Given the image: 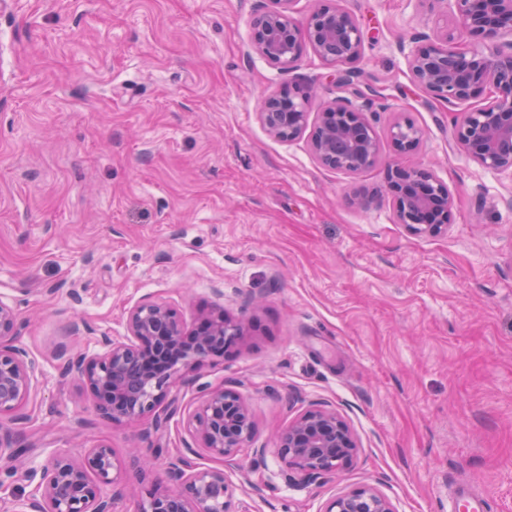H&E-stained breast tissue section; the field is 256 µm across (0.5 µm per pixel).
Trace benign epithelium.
Segmentation results:
<instances>
[{"label": "benign epithelium", "mask_w": 512, "mask_h": 512, "mask_svg": "<svg viewBox=\"0 0 512 512\" xmlns=\"http://www.w3.org/2000/svg\"><path fill=\"white\" fill-rule=\"evenodd\" d=\"M275 7L252 22L255 51L271 64L291 70L304 45L328 65L350 64L360 58L363 37L356 17L338 5L317 8L305 19L292 15L294 0H273ZM459 24L427 38L409 58L411 79L424 93L459 105L476 96L483 104L458 113L457 142L481 165L512 173V42L486 52L470 48L473 37L512 35V0H448ZM309 98L300 92L268 96L259 121L273 137L294 140L308 126ZM423 131L412 121L393 124L390 138L399 154L414 151ZM310 149L325 167L360 174L379 161V142L364 109L340 97L322 112L310 134ZM388 189L395 203L397 223L412 234H444L453 220L454 200L447 184L418 167L388 169ZM16 309L0 302V415L23 422L19 413L40 372L39 363L18 344ZM245 325L220 312L204 316L193 327L182 322L169 305L144 300L130 309L127 336L101 339L102 352L88 357L60 353L63 372H75L97 401L100 414L111 421L137 423L156 414L161 422L163 403L180 380L244 335ZM191 432L204 451L227 466L237 465L254 425L248 404L237 391L217 387L197 397L189 416ZM279 457L304 478L315 480L348 464L356 451L354 435L329 408L309 410L292 421L277 439ZM187 453L173 457L167 476L170 491H152L141 499L138 512H225L231 484L222 469L196 466ZM37 494L15 499L9 512H114L118 491L106 496L105 484L117 485L120 468L107 444L90 448L78 458L56 454L40 471ZM325 512H396L391 501L370 486L351 489L327 505Z\"/></svg>", "instance_id": "1"}]
</instances>
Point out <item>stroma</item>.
Listing matches in <instances>:
<instances>
[{"mask_svg": "<svg viewBox=\"0 0 512 512\" xmlns=\"http://www.w3.org/2000/svg\"><path fill=\"white\" fill-rule=\"evenodd\" d=\"M361 23L354 82L380 144L360 174L320 166L307 137L270 136L262 100L297 86L309 118L348 95L304 48L283 70L251 46L269 0H8L0 8V301L41 372L12 427L23 471L0 500L30 496L26 471L57 451L109 444L136 512L164 489L186 445L214 466L187 421L201 389L249 405L248 450L227 475L229 512H324L371 486L396 512H448L458 481L512 512V175L455 138L456 110L411 81L421 35L454 24L445 0H339ZM400 118L424 131L397 154ZM430 169L454 198L447 233L411 234L394 217L392 165ZM363 193L364 205L350 204ZM151 299L186 322L221 310L249 327L187 375L167 424L107 420L55 354L123 339ZM331 408L352 430V461L287 480L278 435ZM265 449L254 458L252 449ZM149 459L141 474L132 451Z\"/></svg>", "mask_w": 512, "mask_h": 512, "instance_id": "1", "label": "stroma"}]
</instances>
